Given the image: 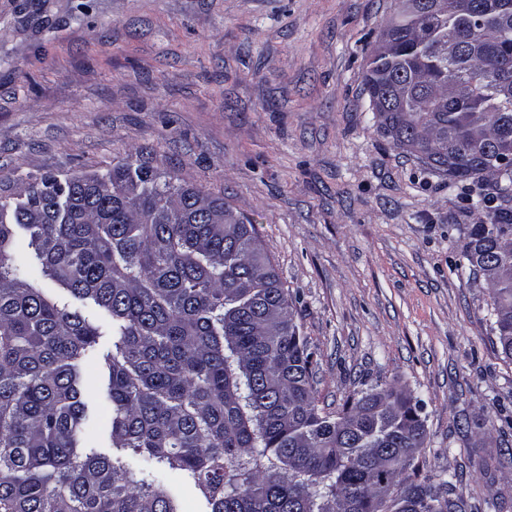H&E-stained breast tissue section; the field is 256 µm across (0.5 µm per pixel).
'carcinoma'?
Returning <instances> with one entry per match:
<instances>
[{"instance_id": "1", "label": "carcinoma", "mask_w": 512, "mask_h": 512, "mask_svg": "<svg viewBox=\"0 0 512 512\" xmlns=\"http://www.w3.org/2000/svg\"><path fill=\"white\" fill-rule=\"evenodd\" d=\"M398 0L362 83L406 153L488 222L461 253L490 288V329L512 361V0ZM145 163L52 174L0 196V512H179L175 472L209 512H466L454 484L412 477L420 400L371 387L319 409L292 298L255 225ZM27 230L42 272L112 318L105 357L109 456L87 449L79 366L101 336L36 287L14 248Z\"/></svg>"}]
</instances>
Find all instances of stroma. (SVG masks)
I'll return each mask as SVG.
<instances>
[{"mask_svg":"<svg viewBox=\"0 0 512 512\" xmlns=\"http://www.w3.org/2000/svg\"><path fill=\"white\" fill-rule=\"evenodd\" d=\"M396 0H0V173L149 161L251 219L313 354L320 408L423 403L418 476L512 512V362L460 243L485 221L377 129L363 90ZM81 389L111 450L103 357ZM497 417L487 431L484 416Z\"/></svg>","mask_w":512,"mask_h":512,"instance_id":"1","label":"stroma"}]
</instances>
